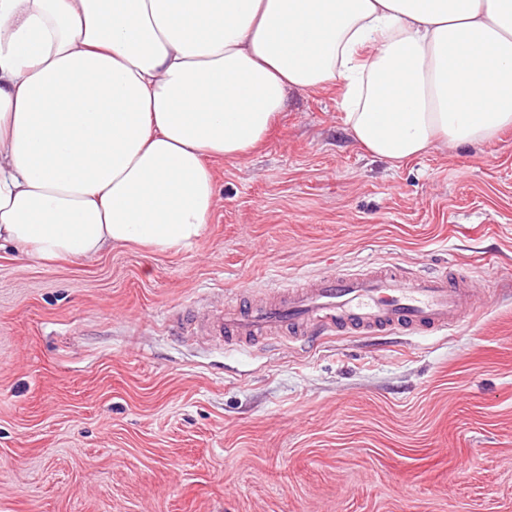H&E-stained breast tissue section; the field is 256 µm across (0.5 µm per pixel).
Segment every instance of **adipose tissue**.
<instances>
[{
    "label": "adipose tissue",
    "mask_w": 512,
    "mask_h": 512,
    "mask_svg": "<svg viewBox=\"0 0 512 512\" xmlns=\"http://www.w3.org/2000/svg\"><path fill=\"white\" fill-rule=\"evenodd\" d=\"M329 85L392 164L491 141L512 126V0H0V247L192 248L211 159Z\"/></svg>",
    "instance_id": "ef3b65f1"
}]
</instances>
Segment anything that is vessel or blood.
<instances>
[{
  "instance_id": "vessel-or-blood-1",
  "label": "vessel or blood",
  "mask_w": 512,
  "mask_h": 512,
  "mask_svg": "<svg viewBox=\"0 0 512 512\" xmlns=\"http://www.w3.org/2000/svg\"><path fill=\"white\" fill-rule=\"evenodd\" d=\"M478 298L464 274L375 271L314 275L279 289L276 299L224 302L198 320L202 334L239 345L281 338L299 342L334 332L365 336L428 334L471 323Z\"/></svg>"
}]
</instances>
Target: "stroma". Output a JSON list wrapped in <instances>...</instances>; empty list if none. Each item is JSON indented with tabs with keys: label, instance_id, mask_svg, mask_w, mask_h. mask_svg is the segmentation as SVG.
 I'll list each match as a JSON object with an SVG mask.
<instances>
[{
	"label": "stroma",
	"instance_id": "35a3bbf8",
	"mask_svg": "<svg viewBox=\"0 0 512 512\" xmlns=\"http://www.w3.org/2000/svg\"><path fill=\"white\" fill-rule=\"evenodd\" d=\"M339 94L289 92L260 148L212 160L193 249H0V512H512V128L394 166ZM378 264L462 266L485 307L437 336L172 334Z\"/></svg>",
	"mask_w": 512,
	"mask_h": 512
}]
</instances>
